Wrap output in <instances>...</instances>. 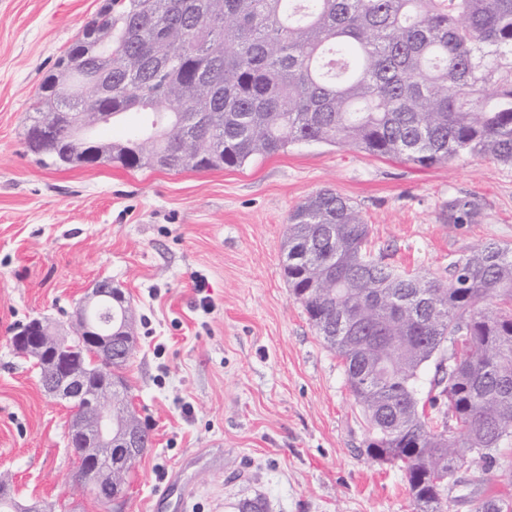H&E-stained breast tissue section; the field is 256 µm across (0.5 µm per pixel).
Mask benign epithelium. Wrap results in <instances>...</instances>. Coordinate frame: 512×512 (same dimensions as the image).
<instances>
[{
	"instance_id": "1",
	"label": "benign epithelium",
	"mask_w": 512,
	"mask_h": 512,
	"mask_svg": "<svg viewBox=\"0 0 512 512\" xmlns=\"http://www.w3.org/2000/svg\"><path fill=\"white\" fill-rule=\"evenodd\" d=\"M107 119L105 112L83 113L82 134L92 132ZM65 144L67 158L78 156L85 164L112 160L108 153L83 151L85 141L75 134L66 138ZM112 301L127 308L125 293L112 281L100 279L75 311L74 336L56 337L44 320L35 318L11 339L14 350L32 360L40 370L45 391L73 403L68 443L79 451L80 475L91 478V482L83 481L81 485L93 487L107 507L126 497V470L148 448L142 437L144 425L138 418L129 417L119 430L112 423V414L123 411L125 403L132 402L129 388L112 376V365L129 358L135 349L129 322L122 326V335L127 340L118 343L112 324L103 328L89 318L90 310ZM0 491L5 493L9 512H50V507L39 501L22 503L2 481Z\"/></svg>"
}]
</instances>
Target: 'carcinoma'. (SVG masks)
I'll return each instance as SVG.
<instances>
[{
    "label": "carcinoma",
    "instance_id": "carcinoma-1",
    "mask_svg": "<svg viewBox=\"0 0 512 512\" xmlns=\"http://www.w3.org/2000/svg\"><path fill=\"white\" fill-rule=\"evenodd\" d=\"M92 22L97 37L81 29L44 77L26 131L56 112L61 136L82 112L151 114L112 161L152 169L165 154L172 172L310 141L420 166L462 153L512 164V0H106ZM108 65L102 97L89 75ZM477 212L454 199L448 223ZM284 251L290 294L344 365L366 454L402 468L413 512H448L451 486L479 492L512 443V248L488 243L446 280L399 271L325 188L289 214ZM476 512L508 510L487 495Z\"/></svg>",
    "mask_w": 512,
    "mask_h": 512
}]
</instances>
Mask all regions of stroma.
Wrapping results in <instances>:
<instances>
[{
  "mask_svg": "<svg viewBox=\"0 0 512 512\" xmlns=\"http://www.w3.org/2000/svg\"><path fill=\"white\" fill-rule=\"evenodd\" d=\"M104 0H0V479L55 512H107L76 482L69 411L10 339L31 319L73 333L79 302L111 278L133 311L125 369L153 438L123 512H412L403 474L365 452L342 361L283 276L290 212L328 187L371 227L375 255L443 279L487 243L512 247V165L463 153L420 167L301 142L240 168H57L28 152L35 94ZM476 199L471 224L450 199Z\"/></svg>",
  "mask_w": 512,
  "mask_h": 512,
  "instance_id": "stroma-1",
  "label": "stroma"
}]
</instances>
